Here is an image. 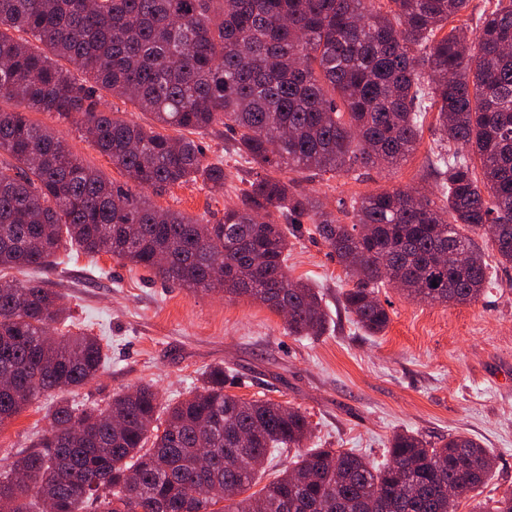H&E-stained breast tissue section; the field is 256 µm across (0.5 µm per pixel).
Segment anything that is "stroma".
I'll list each match as a JSON object with an SVG mask.
<instances>
[{"mask_svg":"<svg viewBox=\"0 0 512 512\" xmlns=\"http://www.w3.org/2000/svg\"><path fill=\"white\" fill-rule=\"evenodd\" d=\"M30 118L60 133L85 165L122 182L120 169L74 122L47 113ZM437 137L431 114L416 151L396 165L358 180L326 174L304 187L333 210L368 192L405 186L433 192L426 160ZM198 140L207 161L232 171V182L220 193L199 183L184 185L155 203L206 222L236 203L251 165L233 153V135L224 128L203 132ZM313 229L303 222L290 237L288 274L323 293L329 323L321 336L289 335L284 320L258 302L194 294L162 282L153 271L105 253L90 257L69 244L60 248L54 266L10 269L6 276L38 281L62 296L76 326L102 339L105 363L75 393V402L103 406L113 395L149 384L166 405L201 386L211 368L229 366L236 395L306 414L309 447L351 449L381 463L397 431L434 441L460 432L490 449L494 472L473 499L460 502L458 512H472L475 503L512 490V265H491L485 295L471 304L416 302L382 289L390 323L370 336L344 310L345 270ZM62 399L59 393L40 398L0 426V467L32 449L49 426V409Z\"/></svg>","mask_w":512,"mask_h":512,"instance_id":"35a3bbf8","label":"stroma"}]
</instances>
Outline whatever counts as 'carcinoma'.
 I'll return each mask as SVG.
<instances>
[{"mask_svg":"<svg viewBox=\"0 0 512 512\" xmlns=\"http://www.w3.org/2000/svg\"><path fill=\"white\" fill-rule=\"evenodd\" d=\"M468 2L0 0V99L15 105L0 110V153L13 160L0 167V272L49 267L66 239L192 293L286 309L289 335L319 336L321 293L288 277V235L306 217L346 270L345 310L371 336L390 322L382 288L479 300L480 243L512 265V0L472 31L448 27ZM105 92L153 124L103 110ZM432 111L440 205L416 189L366 193L346 224L291 177L393 165ZM31 112L75 122L127 182L84 165ZM216 125L257 166L249 189L212 223L157 207L152 197L175 186L224 191L230 173L191 138ZM66 319L61 296L0 275V426L97 376L101 338L52 328ZM235 385L217 366L163 421L150 386L104 409L53 406L38 450L0 471V512L48 500L56 512H456L492 475V453L468 435L403 432L382 467L311 448L254 492L267 455L311 434L300 410L228 393ZM244 453L260 466L240 467Z\"/></svg>","mask_w":512,"mask_h":512,"instance_id":"1","label":"carcinoma"}]
</instances>
